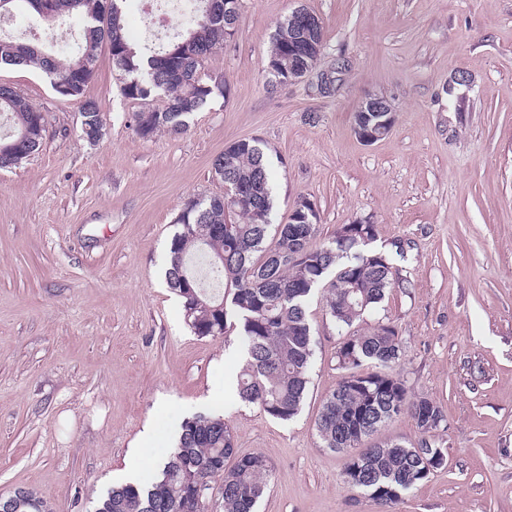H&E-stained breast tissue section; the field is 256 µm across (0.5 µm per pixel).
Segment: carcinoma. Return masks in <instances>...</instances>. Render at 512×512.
I'll return each instance as SVG.
<instances>
[{
	"mask_svg": "<svg viewBox=\"0 0 512 512\" xmlns=\"http://www.w3.org/2000/svg\"><path fill=\"white\" fill-rule=\"evenodd\" d=\"M8 0L13 11L22 6L50 27L62 16L82 21V40L73 56L55 54L0 36V68H36L51 85L67 84L61 97L78 103L81 125L102 127L98 104L85 97L98 50L107 45L115 69L124 76V97L138 105L134 126L150 138L160 131L180 133L224 86L203 79L205 60L224 48V28L211 14L224 11L226 0H194L189 25L166 44L138 46L127 37L126 0ZM293 16L280 21L267 55L274 79H288V34ZM9 116L11 130L0 133V170L20 166L43 144L45 116L9 83L0 82V115ZM212 174L222 183H239L250 199L229 205L224 196L187 200L175 224L166 277L181 298L187 325L197 336H222L237 329L246 347V362L238 395L280 422L295 419L310 383L313 330L307 305L326 285V311L344 332L336 349V366L343 371L336 389L327 395L316 421L324 447L359 449L344 472L343 482L371 501L378 512H393L434 470L445 466L447 450L438 432L447 427L440 404L429 397L413 398L405 381L392 372L402 354L396 327L386 317L368 328L364 315L379 307L387 292L400 287L390 255L371 247L377 225L342 224L326 244L313 243L317 214L290 215L286 224L271 227V175L266 152L255 139L224 148L212 162ZM234 227L233 235L223 227ZM371 242H363V237ZM190 277L198 288L181 287ZM370 364L375 371L355 369ZM409 416L418 431L411 442L365 441L396 418ZM235 452V439L224 417L210 413L185 419L177 446L159 475L147 485L112 488L96 512H210V490L220 483L222 512H255L267 489L268 460L244 456L230 469L224 462Z\"/></svg>",
	"mask_w": 512,
	"mask_h": 512,
	"instance_id": "cac0c4a2",
	"label": "carcinoma"
}]
</instances>
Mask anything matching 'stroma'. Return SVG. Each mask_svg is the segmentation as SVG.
<instances>
[{"instance_id":"stroma-1","label":"stroma","mask_w":512,"mask_h":512,"mask_svg":"<svg viewBox=\"0 0 512 512\" xmlns=\"http://www.w3.org/2000/svg\"><path fill=\"white\" fill-rule=\"evenodd\" d=\"M300 7L322 21L320 60L269 91L271 38ZM80 27L47 31L22 9L0 17V31L29 41L74 42ZM201 74L223 78L224 95L187 132L145 139L100 48L85 95L102 131L90 142L77 103L45 75L0 70L47 121L39 153L0 171V496L23 487L53 512H93L141 457L156 465L138 483L153 480L185 417L216 412L236 456L269 462L257 512H376L343 482L348 452L319 445L322 401L342 377L322 293L307 307L309 390L282 423L238 396V331L195 335L166 281L183 204L223 193L213 159L256 139L273 223L303 196L316 243L368 219L377 247L403 249V287L364 323L396 325L395 374L442 405L448 428L446 466L396 512H512V0H242L234 36ZM370 94L393 102L395 124L368 145L353 114Z\"/></svg>"}]
</instances>
